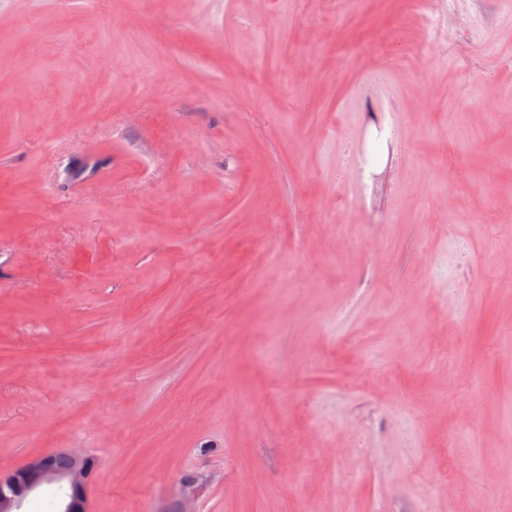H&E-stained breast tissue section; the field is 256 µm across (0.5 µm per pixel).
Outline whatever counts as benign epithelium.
Returning <instances> with one entry per match:
<instances>
[{
  "label": "benign epithelium",
  "instance_id": "obj_1",
  "mask_svg": "<svg viewBox=\"0 0 512 512\" xmlns=\"http://www.w3.org/2000/svg\"><path fill=\"white\" fill-rule=\"evenodd\" d=\"M72 460L67 470L56 467V458ZM89 455L74 449L51 451L31 457L22 466L0 472V512H20L25 498L44 485L65 489L59 512H89V487L93 480Z\"/></svg>",
  "mask_w": 512,
  "mask_h": 512
}]
</instances>
